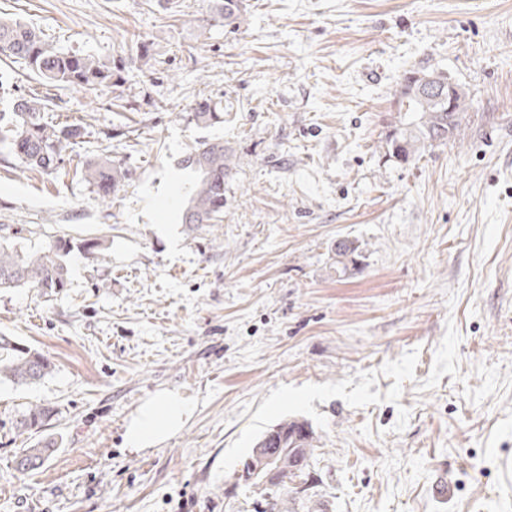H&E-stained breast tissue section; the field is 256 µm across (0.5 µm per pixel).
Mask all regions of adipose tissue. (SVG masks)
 <instances>
[{
    "instance_id": "ef3b65f1",
    "label": "adipose tissue",
    "mask_w": 512,
    "mask_h": 512,
    "mask_svg": "<svg viewBox=\"0 0 512 512\" xmlns=\"http://www.w3.org/2000/svg\"><path fill=\"white\" fill-rule=\"evenodd\" d=\"M190 417L186 400L178 394H163L147 400L126 428L129 448L139 450L175 434Z\"/></svg>"
}]
</instances>
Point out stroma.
Segmentation results:
<instances>
[{
    "label": "stroma",
    "instance_id": "stroma-1",
    "mask_svg": "<svg viewBox=\"0 0 512 512\" xmlns=\"http://www.w3.org/2000/svg\"><path fill=\"white\" fill-rule=\"evenodd\" d=\"M0 0V18L102 60L145 41L122 96L58 89L0 57V112L46 97L73 159L133 174L110 202L72 167L25 169L0 145V225L32 248L108 236L69 256L53 298L0 291V336L49 359L0 384V512H248L259 435L306 419L325 485L309 512H512V0ZM435 67L470 106L456 139L399 163L383 140L405 71ZM224 107L200 127L192 106ZM223 140L224 214L190 232L182 161ZM357 242L337 277L338 239ZM182 429L134 452L126 427L164 392ZM50 407L18 434L29 405ZM58 447L16 471L38 437ZM210 12L214 20L224 26L240 27L247 21V4L244 0H212Z\"/></svg>",
    "mask_w": 512,
    "mask_h": 512
}]
</instances>
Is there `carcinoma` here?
Returning a JSON list of instances; mask_svg holds the SVG:
<instances>
[{"label": "carcinoma", "mask_w": 512, "mask_h": 512, "mask_svg": "<svg viewBox=\"0 0 512 512\" xmlns=\"http://www.w3.org/2000/svg\"><path fill=\"white\" fill-rule=\"evenodd\" d=\"M213 19L231 27L247 21L245 0H211ZM0 54L22 60L49 87L89 88L106 85L118 91L124 84L123 68L112 61H101L90 55L62 53L53 50L40 32L19 22L0 19ZM442 84L421 88L412 82L414 72L406 73L397 97V121L385 138L386 154L406 163L434 144H444L460 132L462 115L469 108V97L456 86L448 97V76L438 69ZM47 100L35 96H19L13 111L0 113V143L27 169L51 174L65 165L66 150L80 135L79 129L48 122L44 118ZM192 116L196 125L207 127L224 119V109L209 99L195 102ZM196 174L182 223L196 231L220 221L224 214V180L232 174L231 150L221 140L205 141L183 159ZM82 179L96 188L104 198L112 196L131 178L129 170L115 164L109 157L87 160L81 164ZM26 229L20 227L0 236V289L28 287L37 289L46 298L67 288L70 268V240L59 236L39 250L28 248ZM85 256L97 261L106 257L107 236L86 238L81 243ZM359 245L352 240L336 243V275L344 276L356 264ZM51 371V363L38 351L10 336H0V381L15 385H33ZM52 414L48 407L35 405L19 422V429L29 431L41 425ZM55 443L39 441L22 449L16 469L39 468L52 453ZM262 448L271 462L247 480L258 491L265 509L255 512H300L317 496L322 484L315 469L317 437L305 420L285 419L267 428L254 443ZM274 468L284 481L272 488L266 481L267 471Z\"/></svg>", "instance_id": "cac0c4a2"}]
</instances>
